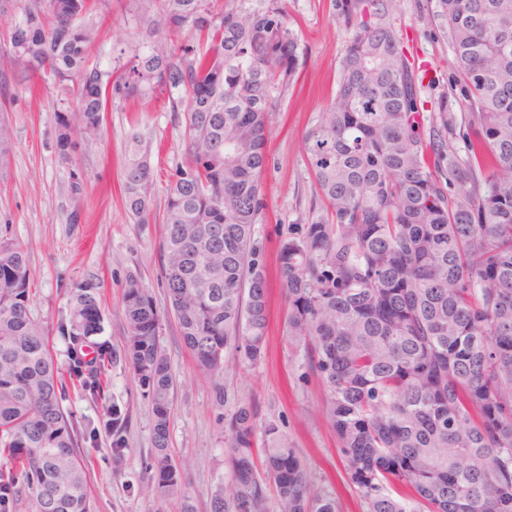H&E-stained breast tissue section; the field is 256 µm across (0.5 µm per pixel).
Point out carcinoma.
I'll use <instances>...</instances> for the list:
<instances>
[{
	"label": "carcinoma",
	"instance_id": "cac0c4a2",
	"mask_svg": "<svg viewBox=\"0 0 512 512\" xmlns=\"http://www.w3.org/2000/svg\"><path fill=\"white\" fill-rule=\"evenodd\" d=\"M20 0L9 34L15 64L64 93L77 86L80 125L59 113L56 146L72 161L98 134L107 100L168 93L184 116L186 158L154 209V170L138 132L126 146V208L163 225L169 309L196 367L223 391L224 373L264 355L268 283L255 241L263 221L266 130L275 94L298 79L299 44L274 7L158 0L157 38L130 65L87 67L97 31L79 23L95 2ZM393 0H344L355 34L336 94L304 148L317 201L279 249L285 336L326 392L343 467L365 512H512V0H437L455 57L451 87L467 98L469 132L453 141L448 94L424 114L422 80L387 21ZM205 47L174 44L184 30ZM24 250L0 243V509L19 490L33 512H89L85 463L61 406L49 329L29 306ZM71 376L105 396L107 363L129 366L151 398L147 467L161 497L183 495L188 465L169 450L170 365L161 316L140 280L123 292L122 349L90 356L101 331L98 287L70 291ZM258 408L224 414L225 489L210 512H338L315 491L300 453ZM127 414L104 428L122 452ZM265 440L263 460L255 448ZM276 491L270 505L268 490Z\"/></svg>",
	"mask_w": 512,
	"mask_h": 512
}]
</instances>
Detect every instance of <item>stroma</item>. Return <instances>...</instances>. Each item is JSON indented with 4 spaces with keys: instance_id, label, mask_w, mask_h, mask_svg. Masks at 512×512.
Instances as JSON below:
<instances>
[{
    "instance_id": "stroma-1",
    "label": "stroma",
    "mask_w": 512,
    "mask_h": 512,
    "mask_svg": "<svg viewBox=\"0 0 512 512\" xmlns=\"http://www.w3.org/2000/svg\"><path fill=\"white\" fill-rule=\"evenodd\" d=\"M278 7L298 38L302 75L282 92L267 135L263 174L265 217L255 227L268 271L270 311L264 358L253 367L230 369L223 383L229 395L250 399L261 421L277 425L289 444L298 448L316 491L335 498L339 512H363L359 492L349 483L336 434L322 412L325 399L319 378L304 373L302 353L287 343L284 321L288 303L283 291L278 251L281 241L306 224L315 193L304 138L318 112L333 97L341 60L354 31L340 17V0H278ZM19 0H0V72L9 75L6 93L11 105L5 117L13 145L0 159V242L23 247L32 270L31 307L34 319L48 326L49 348L62 374L72 361L58 331L69 318V290L90 282L99 289L103 330L95 343L117 349L126 339L122 294L129 276L140 279L162 314L159 345L171 367L172 420L170 448L190 467L185 491L195 512H209L212 494L225 485L224 407L211 380L195 367L167 312L161 273V225L137 223L121 192L125 145L133 132L149 144L157 189L185 157L184 122L168 109L163 94L141 100H112L103 114L99 136L82 144L74 164L58 153L55 129L58 112L78 119L76 100L56 87L28 89L14 74L9 33L20 15ZM156 4L114 0L111 9L89 11L83 23L98 38L88 65L112 69L119 52L133 54L153 39L144 21ZM435 0H394L387 20L401 35L407 51L431 63L434 87L421 91L424 101L450 92L454 53L446 29L434 16ZM458 118L455 132L466 131L468 109L460 93L450 92ZM86 177L82 194H73L71 170ZM106 400H93L65 382L62 406L83 440L80 452L87 469L90 512H181L180 498L161 499L151 490L146 467L152 447L151 403L124 363L111 365ZM127 408L121 458L112 455L113 437L101 419L107 401Z\"/></svg>"
}]
</instances>
